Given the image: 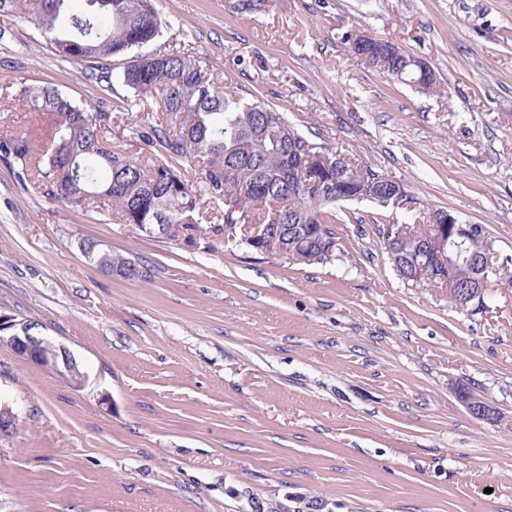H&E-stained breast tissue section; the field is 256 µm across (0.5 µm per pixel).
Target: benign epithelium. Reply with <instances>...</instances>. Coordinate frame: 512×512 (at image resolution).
<instances>
[{
	"instance_id": "obj_1",
	"label": "benign epithelium",
	"mask_w": 512,
	"mask_h": 512,
	"mask_svg": "<svg viewBox=\"0 0 512 512\" xmlns=\"http://www.w3.org/2000/svg\"><path fill=\"white\" fill-rule=\"evenodd\" d=\"M474 227L471 224H459L453 216H448L447 223L428 226L427 233L433 241L430 245V256L436 266L451 271L459 263L464 262L476 272L473 286L470 288H455L452 276L442 274L440 281L448 288V294L457 302L473 300L484 294L490 287L487 270L493 267V249L482 251L467 250L464 244L473 237ZM250 243L261 244L262 252L266 255L283 258L288 256V244L280 227L270 224H253L250 228ZM37 324L28 320H18L15 316L0 312V345L9 347L18 356L39 366L45 363L42 353L41 337L34 333ZM60 362L56 374L70 387L81 390L86 386L87 375L80 369L77 360L70 351L62 345L57 346ZM461 402L474 417L482 420H493L496 409L484 399L472 392L459 390Z\"/></svg>"
}]
</instances>
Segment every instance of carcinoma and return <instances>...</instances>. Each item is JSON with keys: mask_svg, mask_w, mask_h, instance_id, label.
I'll return each mask as SVG.
<instances>
[{"mask_svg": "<svg viewBox=\"0 0 512 512\" xmlns=\"http://www.w3.org/2000/svg\"><path fill=\"white\" fill-rule=\"evenodd\" d=\"M73 2L0 0V14L33 9L58 57L89 64L106 93L121 84L127 90L124 110L140 114L129 134L147 142L156 157L145 163L112 144L113 113L104 102L78 104L51 84L25 85L19 90L23 106L49 117L50 125L37 137L25 130L0 134V159L16 167L23 184L77 209L100 199L136 231L162 226L170 237L195 230L191 213L202 199H214L224 204V236L242 242L243 224H279L293 260L308 265L336 258L318 247L321 238H336V206L369 201L387 207L379 196L393 177L341 149L309 141L265 102L224 90L191 54L142 53L166 26L152 0H82L78 11ZM392 45L365 38L351 51L402 84L427 92L438 87L435 74L423 73L413 55L402 48L393 52ZM184 161L196 167V179L186 177ZM317 179L328 198L302 188ZM441 215L440 209L416 211L401 241L383 232L402 279H408L411 260L423 259L419 239ZM82 250L110 273L149 277L144 266L94 241L83 242Z\"/></svg>", "mask_w": 512, "mask_h": 512, "instance_id": "1", "label": "carcinoma"}]
</instances>
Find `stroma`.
Wrapping results in <instances>:
<instances>
[{
	"instance_id": "1",
	"label": "stroma",
	"mask_w": 512,
	"mask_h": 512,
	"mask_svg": "<svg viewBox=\"0 0 512 512\" xmlns=\"http://www.w3.org/2000/svg\"><path fill=\"white\" fill-rule=\"evenodd\" d=\"M166 49L258 96L317 143L486 225L500 277L478 310L403 281L381 228L403 208H337L339 260L258 255L193 214V238L24 188L0 160V310L43 325L88 376L76 391L0 346V512H512V0H156ZM0 89L106 101L31 14L0 16ZM351 30L426 61L422 93L352 56ZM91 239L145 282L83 254ZM466 388L501 422L473 417Z\"/></svg>"
}]
</instances>
